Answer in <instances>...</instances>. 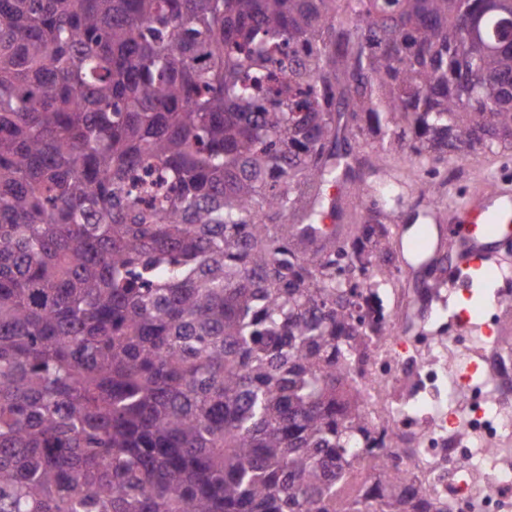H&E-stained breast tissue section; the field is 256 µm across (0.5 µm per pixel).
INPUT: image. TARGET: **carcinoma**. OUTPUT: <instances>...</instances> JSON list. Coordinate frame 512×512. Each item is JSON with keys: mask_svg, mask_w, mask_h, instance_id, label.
Listing matches in <instances>:
<instances>
[{"mask_svg": "<svg viewBox=\"0 0 512 512\" xmlns=\"http://www.w3.org/2000/svg\"><path fill=\"white\" fill-rule=\"evenodd\" d=\"M349 134L512 146V0H0V512H432L351 477Z\"/></svg>", "mask_w": 512, "mask_h": 512, "instance_id": "cac0c4a2", "label": "carcinoma"}]
</instances>
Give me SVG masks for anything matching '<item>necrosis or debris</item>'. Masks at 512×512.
Here are the masks:
<instances>
[{"label": "necrosis or debris", "mask_w": 512, "mask_h": 512, "mask_svg": "<svg viewBox=\"0 0 512 512\" xmlns=\"http://www.w3.org/2000/svg\"><path fill=\"white\" fill-rule=\"evenodd\" d=\"M354 382L378 446L451 512H512V341L451 336L447 296L394 288Z\"/></svg>", "instance_id": "necrosis-or-debris-1"}]
</instances>
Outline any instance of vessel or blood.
I'll list each match as a JSON object with an SVG mask.
<instances>
[{
    "label": "vessel or blood",
    "mask_w": 512,
    "mask_h": 512,
    "mask_svg": "<svg viewBox=\"0 0 512 512\" xmlns=\"http://www.w3.org/2000/svg\"><path fill=\"white\" fill-rule=\"evenodd\" d=\"M455 232L441 239L440 225H414L406 247L421 266L443 259L444 249L453 252L448 260V290L468 295L472 275L492 278L512 266V188L497 187L493 197L475 193L459 203L454 212ZM464 327L475 336L512 334V311L502 310L497 325L476 323L463 317Z\"/></svg>",
    "instance_id": "obj_1"
}]
</instances>
